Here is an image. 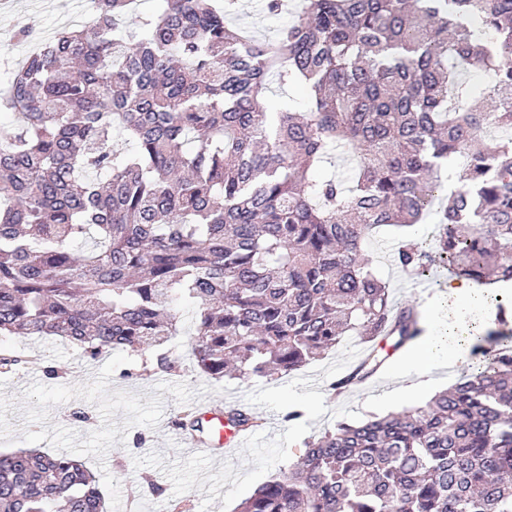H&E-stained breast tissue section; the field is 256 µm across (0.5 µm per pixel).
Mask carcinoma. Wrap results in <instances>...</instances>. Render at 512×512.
Returning a JSON list of instances; mask_svg holds the SVG:
<instances>
[{"mask_svg": "<svg viewBox=\"0 0 512 512\" xmlns=\"http://www.w3.org/2000/svg\"><path fill=\"white\" fill-rule=\"evenodd\" d=\"M159 2L131 30L134 0H98L0 86V336L150 351L168 373L182 307L215 379L285 375L345 336L396 354L421 316L369 245L445 198L435 246L407 237L395 264L512 281V0H304L268 41L231 25L237 0ZM480 68L486 96L459 99ZM274 80L302 85L308 111H263ZM486 125L510 135L488 147ZM336 151L350 186L311 176ZM386 359L372 348L334 388ZM304 446L237 512H512V335L425 404ZM103 510L80 461L0 452V512Z\"/></svg>", "mask_w": 512, "mask_h": 512, "instance_id": "carcinoma-1", "label": "carcinoma"}]
</instances>
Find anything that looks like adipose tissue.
Here are the masks:
<instances>
[{"instance_id":"obj_1","label":"adipose tissue","mask_w":512,"mask_h":512,"mask_svg":"<svg viewBox=\"0 0 512 512\" xmlns=\"http://www.w3.org/2000/svg\"><path fill=\"white\" fill-rule=\"evenodd\" d=\"M474 304L473 288L465 281L458 279L449 281L444 291L443 307H436L429 302L423 303V315L433 319L435 326L432 332L423 336L417 349L408 355L401 367L402 372H412L421 376L427 374L431 368L447 361L449 356L455 355L458 338L454 336L452 330L447 329L445 323H442L441 311L446 308L464 316L472 311Z\"/></svg>"}]
</instances>
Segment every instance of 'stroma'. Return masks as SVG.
Instances as JSON below:
<instances>
[{"label": "stroma", "instance_id": "obj_1", "mask_svg": "<svg viewBox=\"0 0 512 512\" xmlns=\"http://www.w3.org/2000/svg\"><path fill=\"white\" fill-rule=\"evenodd\" d=\"M90 0H14L0 6V81L6 68L23 61L29 48L16 43L20 28L38 38L67 27L85 12ZM264 0H242L238 25L263 40L273 39L288 16H273ZM398 235L387 229L370 247L385 255L379 273L399 303H420L440 296L448 282L447 268H437L433 281L411 279L397 267L393 254ZM480 306L459 321L463 336H483L499 329L500 317L512 322V308L501 309L497 293L481 292ZM190 336L181 331L171 347L179 359L176 372L148 370L150 353L115 349L90 359L83 349L54 336L1 337L0 346L38 356L40 367L16 373L0 372V451L39 448L79 458L97 480L106 512H235L256 488L298 460L308 440L319 438L341 421H364L424 404V397L391 401L401 379L394 359H387L376 376L338 396L329 388L351 351H365V340L344 337L324 358L283 377L215 380L202 374L188 353ZM63 375L53 378L45 369ZM223 409L247 407L260 421L258 436L227 451L208 443L184 448L171 425L176 415L196 412L199 404ZM91 412V422L73 418V411ZM299 419H288L289 411ZM165 490L164 499L143 488V477Z\"/></svg>", "mask_w": 512, "mask_h": 512}]
</instances>
